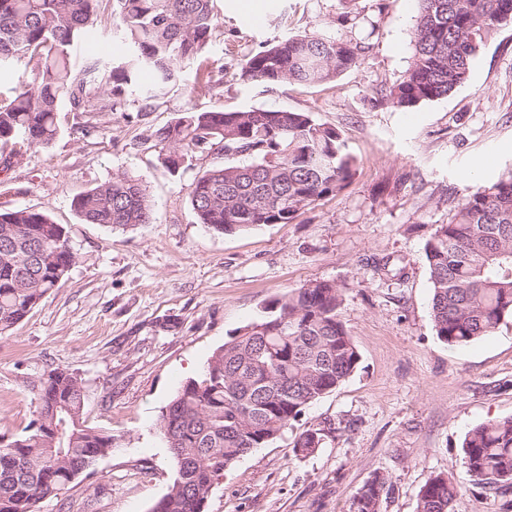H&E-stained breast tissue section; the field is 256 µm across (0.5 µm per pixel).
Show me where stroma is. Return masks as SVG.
<instances>
[{
	"instance_id": "35a3bbf8",
	"label": "stroma",
	"mask_w": 512,
	"mask_h": 512,
	"mask_svg": "<svg viewBox=\"0 0 512 512\" xmlns=\"http://www.w3.org/2000/svg\"><path fill=\"white\" fill-rule=\"evenodd\" d=\"M215 11L209 92L194 91L190 64L150 111L128 102L96 115L91 134L61 113L52 144L0 173V211L46 213L65 226L75 256L66 283L0 338V434L28 425L31 381L60 365L84 382L87 423L114 439L90 476L38 512H150L174 479L156 428L163 407L265 303L315 281L341 288L360 364L279 438L225 471L205 512H354L376 473L389 486L381 512H415L420 487L438 473L463 487L456 512H512V492L470 482L462 452L470 430L512 417V320L465 346L439 340L424 256L430 233L470 191L512 169V27L484 30L465 86L400 109L381 93L409 68L414 0H216ZM248 12L264 17L262 28L242 25ZM287 34L368 49L359 66L311 87L242 83L248 56ZM190 107L310 113L341 132L355 176L292 223L214 233L198 223L189 193L223 153L195 155L173 173L155 145V131ZM121 173L146 180L153 222L82 221L74 197ZM309 429L321 430V446L297 454Z\"/></svg>"
}]
</instances>
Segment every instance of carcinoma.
<instances>
[{"instance_id": "1", "label": "carcinoma", "mask_w": 512, "mask_h": 512, "mask_svg": "<svg viewBox=\"0 0 512 512\" xmlns=\"http://www.w3.org/2000/svg\"><path fill=\"white\" fill-rule=\"evenodd\" d=\"M104 0H0V72L19 60L34 78L0 103V159L7 171L22 149L44 147L60 133L62 105L75 115L123 112L139 91L140 110L196 65L195 90L211 89L203 53L217 25L215 0H115L113 26L100 27ZM413 55L406 77L385 94L410 108L466 85L482 30L512 26V0H416ZM116 39L121 54L71 62L79 42ZM358 43L291 35L241 65L244 83L315 85L355 66ZM144 70L153 82L140 86ZM160 159L178 171L193 152L222 151L224 165L191 186L198 222L229 234L262 224H289L304 208L340 193L356 160L340 132L307 112L252 108L184 110L155 133ZM89 224H150L153 209L143 179L122 173L73 200ZM432 285L436 336L463 346L512 319V174L478 187L453 219L435 227L424 246ZM74 262L66 228L42 212L0 211V336L25 319L66 281ZM336 284L294 289L217 349L206 369L188 379L163 408L157 429L167 443L175 478L151 512H204L214 484L240 458L274 441L303 409L342 385L360 354L339 309ZM34 418L23 434L0 437V512H37L94 463L112 452V436L86 423L82 379L65 367L32 382ZM320 430L306 431L296 448L311 454ZM472 481L496 493L512 491V418L472 429L463 443ZM386 478L376 473L355 497L356 512H380ZM462 485L430 476L416 512H454Z\"/></svg>"}]
</instances>
